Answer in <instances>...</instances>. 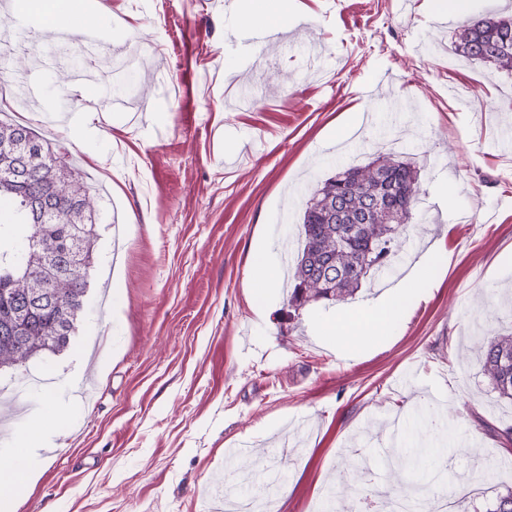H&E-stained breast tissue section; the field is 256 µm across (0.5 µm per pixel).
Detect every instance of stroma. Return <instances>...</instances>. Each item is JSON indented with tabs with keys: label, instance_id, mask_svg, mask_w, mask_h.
Returning <instances> with one entry per match:
<instances>
[{
	"label": "stroma",
	"instance_id": "obj_1",
	"mask_svg": "<svg viewBox=\"0 0 512 512\" xmlns=\"http://www.w3.org/2000/svg\"><path fill=\"white\" fill-rule=\"evenodd\" d=\"M294 21L256 45L246 0H98L116 34L115 70L135 60L128 108L116 85L91 99L73 68L101 67L80 34L9 25L0 86L33 81L52 114L0 103V119L49 139L97 198L86 304L59 354L0 371V464L38 468L15 512H225L211 494L281 489L272 512H383L411 483L383 450L393 429L437 448L429 504L486 512L512 488V401L489 385L477 341L512 332V71L455 53L460 18L427 0H278ZM94 109L91 139L56 113ZM370 120L335 142L356 113ZM419 171L405 275L428 249L444 260L389 335L354 359L325 330L368 314L396 276L355 299L291 307L251 301L250 258L270 267L297 244L318 183L378 153ZM44 425L52 455L24 435ZM469 452L456 444L467 437ZM247 445L251 453L226 451Z\"/></svg>",
	"mask_w": 512,
	"mask_h": 512
}]
</instances>
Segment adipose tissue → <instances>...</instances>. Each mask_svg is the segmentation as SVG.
Masks as SVG:
<instances>
[{"instance_id": "ef3b65f1", "label": "adipose tissue", "mask_w": 512, "mask_h": 512, "mask_svg": "<svg viewBox=\"0 0 512 512\" xmlns=\"http://www.w3.org/2000/svg\"><path fill=\"white\" fill-rule=\"evenodd\" d=\"M97 16L96 9L71 4L70 0H48L41 11L40 28L44 31L83 29ZM439 260L436 253H428L410 270L406 277L392 286L379 300L377 317L359 323L338 334L337 343L346 356H354L365 346L387 335L395 319L401 318L424 288L425 274Z\"/></svg>"}]
</instances>
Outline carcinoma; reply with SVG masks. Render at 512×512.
Here are the masks:
<instances>
[{"label":"carcinoma","mask_w":512,"mask_h":512,"mask_svg":"<svg viewBox=\"0 0 512 512\" xmlns=\"http://www.w3.org/2000/svg\"><path fill=\"white\" fill-rule=\"evenodd\" d=\"M453 47L468 60L512 71V18L471 19L458 27ZM418 184V170L393 155L325 179L306 202L291 306L349 300L369 274L390 273L412 221ZM378 187L391 189L380 212L370 215L368 224H355ZM0 200L13 202L19 215L14 224H0L2 368L69 346L84 310L97 223L82 179L30 127L17 122L0 121ZM75 227L80 258L46 272L49 257L66 248ZM477 352L492 389L512 401V333L479 342Z\"/></svg>","instance_id":"1"}]
</instances>
